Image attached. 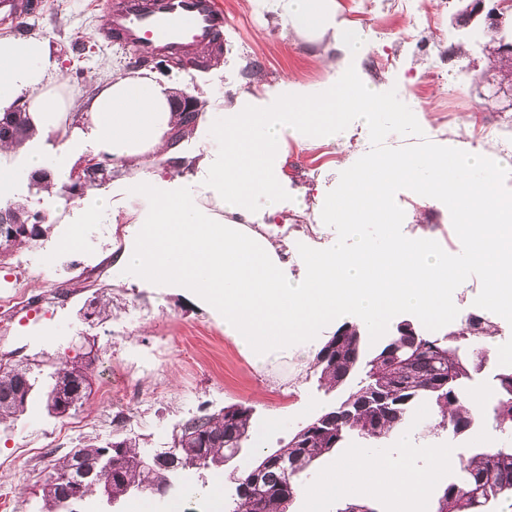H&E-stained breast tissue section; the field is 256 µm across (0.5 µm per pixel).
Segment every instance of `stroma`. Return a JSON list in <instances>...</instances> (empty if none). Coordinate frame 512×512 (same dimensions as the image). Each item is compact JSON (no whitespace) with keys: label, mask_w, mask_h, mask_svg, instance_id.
Masks as SVG:
<instances>
[{"label":"stroma","mask_w":512,"mask_h":512,"mask_svg":"<svg viewBox=\"0 0 512 512\" xmlns=\"http://www.w3.org/2000/svg\"><path fill=\"white\" fill-rule=\"evenodd\" d=\"M44 9L27 17L34 32L45 35L61 61L60 75L81 92L97 89L117 72L130 69L129 53L96 39L107 12L105 0H44ZM340 14L362 25L367 48L358 60L363 80L373 93L390 102L392 111L380 113L365 125L351 122L336 140L313 148H291L285 198H300L303 210L284 209L275 223L260 225V232L275 242L287 243L283 254L289 270H296V255H325L356 243L382 245L394 233L408 241H430L449 259L462 257L458 219L445 199H418L407 185L392 194L394 226L364 224L358 238L346 225L321 223L314 200L319 184L333 185L344 168L384 154L424 153L454 143L464 152H479L500 166L497 189L512 197V105L491 97L477 77L492 67L484 49L490 32L482 26L455 28L458 0H338ZM229 23L223 52L206 69L187 65L161 77L177 74L180 91H195L220 102L230 91L258 92L260 85L275 86L281 78L296 76L317 84L326 80L328 58L337 55L331 37L281 40L270 17L257 12L254 0H223ZM461 46L447 56L449 46ZM421 112L413 128L397 126V110ZM206 127L195 138L181 140L175 156H162L146 165L151 174L178 181L188 192H198L193 181L192 157L205 149ZM112 202L97 219L85 225L81 247L58 251L57 243L68 225L56 223L36 243L16 247L0 257V297L14 283L25 286L36 307L0 313V359L34 363V387L22 413L0 424V495L13 496L15 512H44L41 488L58 459L72 449L103 446L115 439H135L141 456L168 450L172 435L190 417L218 413L225 406L242 404L252 410L250 437L237 456L206 471L186 469L173 479L166 496L132 493L111 503L101 494L86 498L80 512H211L201 490L221 482L233 494L234 479L259 454L283 448L301 426L337 407L345 389H330L314 375L310 363L323 343L343 324V317L319 328L307 351L271 356L255 366L224 332L218 312L185 290L161 284L147 285L133 272L119 269L113 276L100 274L115 247L110 224L131 202L128 185L107 180L100 187ZM112 298V312L99 322L83 313L96 293ZM482 269H473L467 282L448 299L458 314L477 313L495 326L492 351L512 350V318H495L485 306ZM93 345V383H100L109 365L123 362L125 375L112 376L111 401L97 394L70 412L68 418L50 413L44 393L55 370L64 361ZM424 413H415L412 446L403 448L400 436L375 443V451L401 456L423 468L429 445L457 450L479 446H512V434L477 428L462 436L422 428Z\"/></svg>","instance_id":"1"}]
</instances>
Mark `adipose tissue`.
Instances as JSON below:
<instances>
[{"label": "adipose tissue", "mask_w": 512, "mask_h": 512, "mask_svg": "<svg viewBox=\"0 0 512 512\" xmlns=\"http://www.w3.org/2000/svg\"><path fill=\"white\" fill-rule=\"evenodd\" d=\"M271 15L281 38L331 36L342 56L331 62L326 82L281 79L264 94L240 93L210 115L213 143L200 162L204 194L180 192L175 184L148 178L147 161L167 153L179 121L176 84L148 71L117 73L91 95L56 78L59 61L40 34L0 37V114L25 112L33 135L23 144L0 142V203L9 201L19 177L52 167L48 187L70 182L78 144L90 138L100 159L123 175L133 204V224L123 265L143 282L189 290L224 317V331L255 363L275 351L307 345L328 318L353 314L365 328L382 315L412 310L420 319L448 314V298L473 267L485 274V304L512 316V200L495 186L496 169L481 156L455 148L426 156L382 155L346 169L336 190L319 194L325 222L358 226L392 224L389 199L404 182L423 198L448 197L457 205L465 257L449 261L426 242L389 235L379 250L362 245L323 256L299 255V275L281 258V247L251 227L256 215L276 217L289 144L330 142L357 118L371 123L387 111L360 79L356 61L366 47L363 29L341 18L336 0H255ZM59 141L48 158L42 145ZM424 454L428 468L353 449L306 489L310 503L324 497L359 500L384 496L394 512H414L417 493L432 472L456 463L450 448Z\"/></svg>", "instance_id": "obj_1"}]
</instances>
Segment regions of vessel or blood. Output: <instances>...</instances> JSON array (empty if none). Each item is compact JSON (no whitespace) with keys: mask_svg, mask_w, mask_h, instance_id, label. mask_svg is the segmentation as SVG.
Masks as SVG:
<instances>
[{"mask_svg":"<svg viewBox=\"0 0 512 512\" xmlns=\"http://www.w3.org/2000/svg\"><path fill=\"white\" fill-rule=\"evenodd\" d=\"M40 7V0H0V20L16 23ZM226 25L221 0H112L97 38L137 58L185 57L220 46Z\"/></svg>","mask_w":512,"mask_h":512,"instance_id":"obj_1","label":"vessel or blood"}]
</instances>
